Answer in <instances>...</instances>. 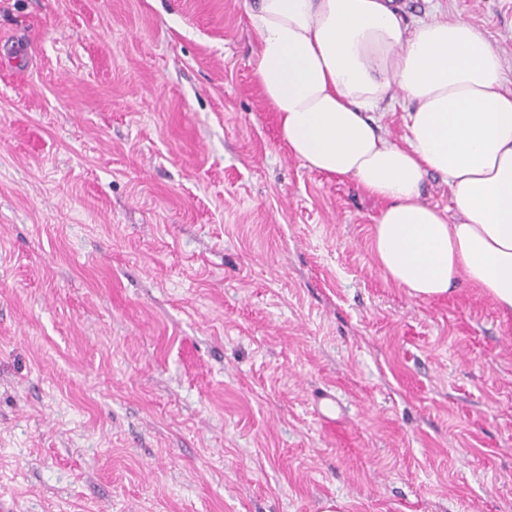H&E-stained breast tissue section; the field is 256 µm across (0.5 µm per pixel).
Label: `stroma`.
<instances>
[{"label":"stroma","mask_w":512,"mask_h":512,"mask_svg":"<svg viewBox=\"0 0 512 512\" xmlns=\"http://www.w3.org/2000/svg\"><path fill=\"white\" fill-rule=\"evenodd\" d=\"M400 2L512 90V0ZM249 3L0 0V498L512 512V317L385 279L381 202L280 139Z\"/></svg>","instance_id":"obj_1"}]
</instances>
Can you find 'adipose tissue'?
Masks as SVG:
<instances>
[{
	"instance_id": "ef3b65f1",
	"label": "adipose tissue",
	"mask_w": 512,
	"mask_h": 512,
	"mask_svg": "<svg viewBox=\"0 0 512 512\" xmlns=\"http://www.w3.org/2000/svg\"><path fill=\"white\" fill-rule=\"evenodd\" d=\"M255 75L280 138L310 170L383 201L371 250L387 281L429 300L465 283L512 317V90L469 22L405 26L393 0H254ZM403 142L378 117L396 97ZM448 205L424 202L427 176Z\"/></svg>"
}]
</instances>
